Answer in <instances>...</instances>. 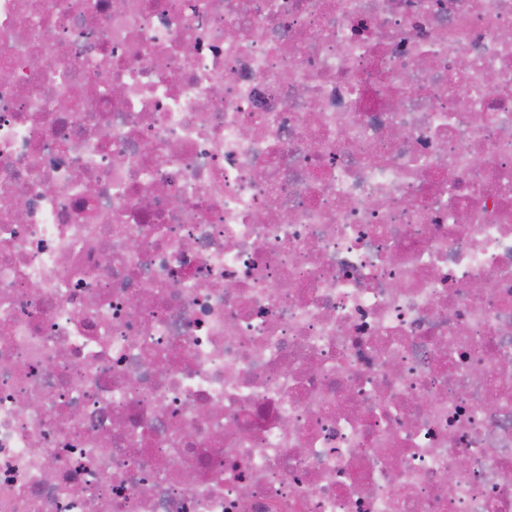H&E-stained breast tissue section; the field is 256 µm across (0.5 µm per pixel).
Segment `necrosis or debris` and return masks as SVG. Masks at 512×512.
<instances>
[{
	"label": "necrosis or debris",
	"mask_w": 512,
	"mask_h": 512,
	"mask_svg": "<svg viewBox=\"0 0 512 512\" xmlns=\"http://www.w3.org/2000/svg\"><path fill=\"white\" fill-rule=\"evenodd\" d=\"M127 2L0 0V512H512V0Z\"/></svg>",
	"instance_id": "1"
}]
</instances>
